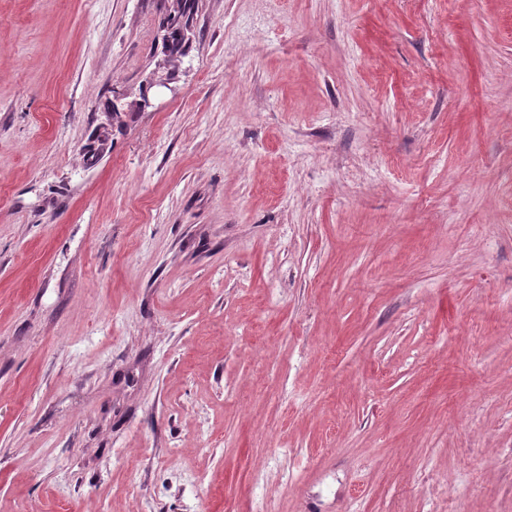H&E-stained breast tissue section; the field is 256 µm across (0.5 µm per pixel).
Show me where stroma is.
<instances>
[{"mask_svg": "<svg viewBox=\"0 0 512 512\" xmlns=\"http://www.w3.org/2000/svg\"><path fill=\"white\" fill-rule=\"evenodd\" d=\"M0 0V512H512V0ZM198 7V0H165L164 15L161 20L163 35L161 56L165 53L185 59L195 40L193 27L194 15ZM126 98L127 95L125 93L114 90L112 98L109 99V104L108 101L105 102L104 107L108 105V107L103 109L102 112L105 116V120L97 126V131L101 133L104 129H110L112 127V132L100 134L98 139L94 141L93 145L89 147V150L85 152L83 159L85 160L86 158V161L89 162V164H94L101 159L109 141L112 140L111 137L114 130H122V128L127 125V119H132L134 115L140 112H145L149 108L131 109L129 112H126L130 108L141 107L142 104L141 101L140 104L139 101H126Z\"/></svg>", "mask_w": 512, "mask_h": 512, "instance_id": "obj_1", "label": "stroma"}]
</instances>
